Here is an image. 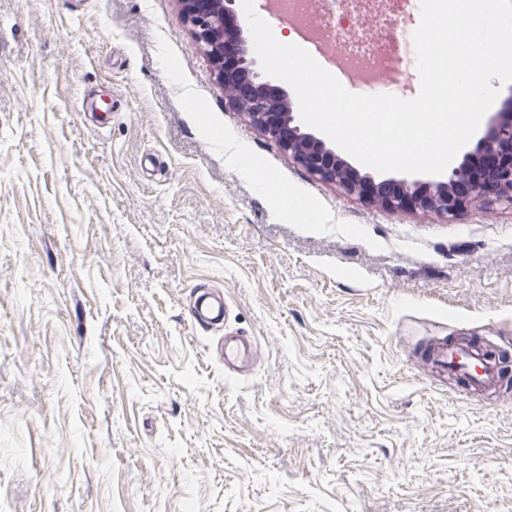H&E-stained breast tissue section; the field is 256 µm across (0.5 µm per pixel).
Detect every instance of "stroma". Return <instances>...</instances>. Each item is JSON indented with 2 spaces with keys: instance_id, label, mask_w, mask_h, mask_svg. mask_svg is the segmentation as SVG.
<instances>
[{
  "instance_id": "stroma-1",
  "label": "stroma",
  "mask_w": 512,
  "mask_h": 512,
  "mask_svg": "<svg viewBox=\"0 0 512 512\" xmlns=\"http://www.w3.org/2000/svg\"><path fill=\"white\" fill-rule=\"evenodd\" d=\"M456 336L512 355V208L313 177L225 107L179 0H0V512H512V386L422 358Z\"/></svg>"
}]
</instances>
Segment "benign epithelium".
<instances>
[{
	"instance_id": "7a95c632",
	"label": "benign epithelium",
	"mask_w": 512,
	"mask_h": 512,
	"mask_svg": "<svg viewBox=\"0 0 512 512\" xmlns=\"http://www.w3.org/2000/svg\"><path fill=\"white\" fill-rule=\"evenodd\" d=\"M184 19L216 68L225 104L247 115L263 134L277 141L311 175L384 209L425 210L449 220L461 218L477 202L512 206V97L506 111L488 116L482 135L438 175H375L354 166L336 148L303 125L293 102L261 68L252 38L239 29L224 35L237 0H179Z\"/></svg>"
}]
</instances>
